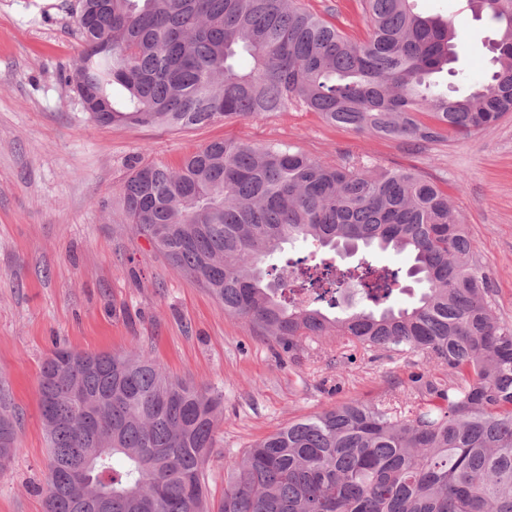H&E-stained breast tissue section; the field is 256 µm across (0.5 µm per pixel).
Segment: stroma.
Masks as SVG:
<instances>
[{
	"label": "stroma",
	"instance_id": "stroma-1",
	"mask_svg": "<svg viewBox=\"0 0 512 512\" xmlns=\"http://www.w3.org/2000/svg\"><path fill=\"white\" fill-rule=\"evenodd\" d=\"M361 39L359 0H300ZM424 15L453 19L458 93L488 80L498 28L465 0H414ZM76 0H0V389L19 419V453L0 467V512H45L47 444L38 407L40 370L58 346L136 349L169 378L224 396L205 469L210 505L224 495V463L289 422L356 400L411 393L416 374L447 378L423 354L364 351L322 336L284 352L245 319L225 314L204 288L127 224L120 189L131 169L178 167L215 140L284 143L329 165L409 170L435 181L461 212L476 259L492 278V310L512 325V115L465 139L415 144L327 124L293 105L261 119L191 129L95 124L66 76L82 45ZM397 272L393 308L423 291L407 253L378 247L350 255Z\"/></svg>",
	"mask_w": 512,
	"mask_h": 512
}]
</instances>
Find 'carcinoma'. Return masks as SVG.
<instances>
[{
  "label": "carcinoma",
  "instance_id": "carcinoma-1",
  "mask_svg": "<svg viewBox=\"0 0 512 512\" xmlns=\"http://www.w3.org/2000/svg\"><path fill=\"white\" fill-rule=\"evenodd\" d=\"M468 2L500 39L496 70L463 96L432 80L458 75L454 22L415 12L411 0H361L362 40L295 0H77V70L102 105L91 112L100 125L182 129L296 103L381 138L471 137L512 112V0ZM121 201L136 233L225 314L282 348L341 336L364 350L421 352L448 369L446 381L416 376L418 398L399 409L349 401L266 436L225 463L216 512H512V326L492 314L487 273L435 182L331 166L286 144L222 140L176 170L132 168ZM297 240L407 251L424 292L396 311L386 303L398 280L362 262L331 288L308 274L311 296L296 297L291 262L275 286L261 264ZM350 284L377 309L331 318L311 307L336 306ZM38 404L46 512H91L59 484L82 462L105 512H209L203 471L218 395L169 380L142 352L57 348L42 365ZM16 428L0 391V467L18 452Z\"/></svg>",
  "mask_w": 512,
  "mask_h": 512
}]
</instances>
